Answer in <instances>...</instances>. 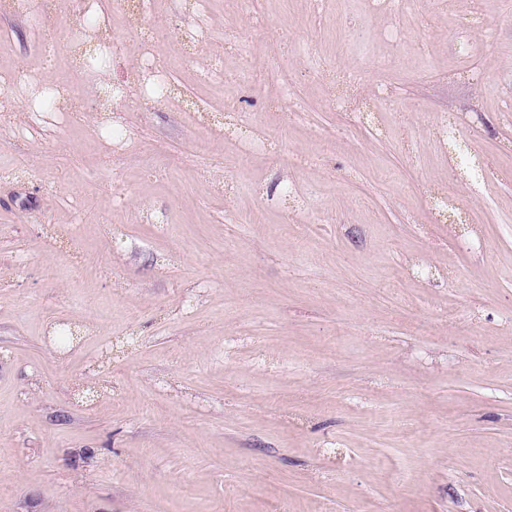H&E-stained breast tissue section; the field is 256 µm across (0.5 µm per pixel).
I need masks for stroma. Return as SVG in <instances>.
I'll use <instances>...</instances> for the list:
<instances>
[{
  "mask_svg": "<svg viewBox=\"0 0 512 512\" xmlns=\"http://www.w3.org/2000/svg\"><path fill=\"white\" fill-rule=\"evenodd\" d=\"M466 9L153 0V98L0 12L11 98L75 92L0 108V512H512V0ZM337 86H341L342 92L336 96V109L347 111L357 89H362L366 83V75L362 72L332 71L324 75Z\"/></svg>",
  "mask_w": 512,
  "mask_h": 512,
  "instance_id": "obj_1",
  "label": "stroma"
}]
</instances>
